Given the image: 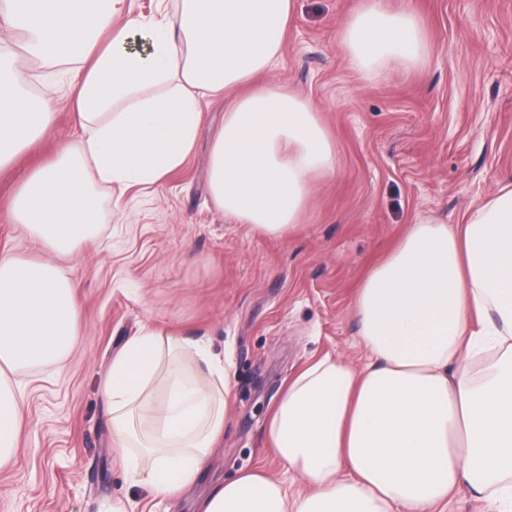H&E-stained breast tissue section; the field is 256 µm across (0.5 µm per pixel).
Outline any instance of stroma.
I'll return each mask as SVG.
<instances>
[{
  "label": "stroma",
  "mask_w": 512,
  "mask_h": 512,
  "mask_svg": "<svg viewBox=\"0 0 512 512\" xmlns=\"http://www.w3.org/2000/svg\"><path fill=\"white\" fill-rule=\"evenodd\" d=\"M414 11L427 54L379 82L341 46L361 0H296L276 81L311 98L336 144L339 169L317 181L300 224L277 238L236 223L207 192L210 139L224 101L203 105V132L163 186L116 197L101 187L99 237L69 277L79 336L56 366L21 373L27 396L14 466L0 472V512H198L237 474L263 469L296 492L298 477L266 437L281 389L326 355L361 364L351 302L368 269L409 225L459 224L469 207L512 182V0H388ZM15 70L56 100L53 128L0 171V251L41 258L11 218L22 177L76 138L55 65L10 43ZM202 337L227 353L230 408L206 470L177 497L135 485L100 389L112 356L143 325Z\"/></svg>",
  "instance_id": "35a3bbf8"
}]
</instances>
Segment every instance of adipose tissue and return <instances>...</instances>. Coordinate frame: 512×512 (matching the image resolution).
<instances>
[{
    "mask_svg": "<svg viewBox=\"0 0 512 512\" xmlns=\"http://www.w3.org/2000/svg\"><path fill=\"white\" fill-rule=\"evenodd\" d=\"M295 0H177L133 14L126 0H0V25L35 58L67 64L80 136L34 167L12 200L43 259L0 254V471L23 426L17 374L59 364L78 336L61 263L99 228L96 186L157 187L202 128L203 102H226L213 136L209 194L237 223L283 237L312 185L338 170L311 99L270 81ZM351 64L379 81L418 64V16L363 0L342 30ZM55 121L0 51V169ZM352 308L363 366L324 356L298 372L267 423L279 460L305 489L288 495L264 471L216 486L199 512H448L461 486L490 512H512V186L461 224H412L368 270ZM224 359L202 339L151 327L112 358L102 398L115 448L144 449L142 482L172 494L192 484L223 438Z\"/></svg>",
    "mask_w": 512,
    "mask_h": 512,
    "instance_id": "adipose-tissue-1",
    "label": "adipose tissue"
}]
</instances>
